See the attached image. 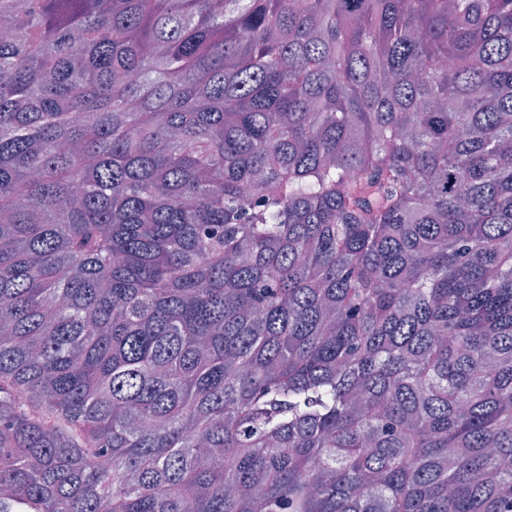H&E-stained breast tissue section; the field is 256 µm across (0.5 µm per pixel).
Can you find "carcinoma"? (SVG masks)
I'll use <instances>...</instances> for the list:
<instances>
[{
	"label": "carcinoma",
	"instance_id": "1",
	"mask_svg": "<svg viewBox=\"0 0 512 512\" xmlns=\"http://www.w3.org/2000/svg\"><path fill=\"white\" fill-rule=\"evenodd\" d=\"M0 512H512V0H0Z\"/></svg>",
	"mask_w": 512,
	"mask_h": 512
}]
</instances>
